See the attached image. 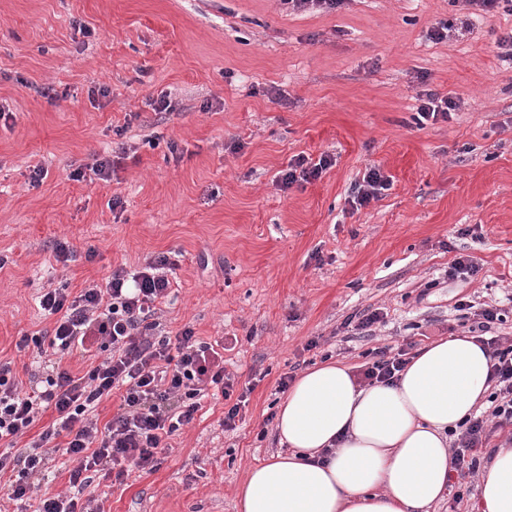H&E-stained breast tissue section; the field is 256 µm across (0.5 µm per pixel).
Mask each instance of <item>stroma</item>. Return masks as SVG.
<instances>
[{
  "label": "stroma",
  "instance_id": "35a3bbf8",
  "mask_svg": "<svg viewBox=\"0 0 512 512\" xmlns=\"http://www.w3.org/2000/svg\"><path fill=\"white\" fill-rule=\"evenodd\" d=\"M509 31L512 14L462 0H0V362L47 374L18 347L53 328L43 289L76 295L163 253L166 332L230 342L226 371L253 388L236 430L208 397L155 471L94 473L105 512H239L248 468L280 449L270 416L292 367L356 371L375 349L467 332L489 305L512 344V63L496 44ZM424 90L458 109L418 124ZM163 93L173 111L150 106ZM324 153L320 179L277 185ZM113 155L111 181L70 179ZM372 167L391 186L353 208ZM459 257L477 273L449 277ZM364 311L381 320L361 337Z\"/></svg>",
  "mask_w": 512,
  "mask_h": 512
}]
</instances>
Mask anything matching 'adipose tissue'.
<instances>
[{
  "label": "adipose tissue",
  "instance_id": "1",
  "mask_svg": "<svg viewBox=\"0 0 512 512\" xmlns=\"http://www.w3.org/2000/svg\"><path fill=\"white\" fill-rule=\"evenodd\" d=\"M490 352L463 333L419 348L396 383L361 387L348 366L307 370L276 413L284 451L253 466L242 512H429L453 472L450 431L490 389ZM479 512H512V443L481 468Z\"/></svg>",
  "mask_w": 512,
  "mask_h": 512
}]
</instances>
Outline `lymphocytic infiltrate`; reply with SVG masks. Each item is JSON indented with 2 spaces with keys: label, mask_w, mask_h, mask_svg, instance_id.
Returning a JSON list of instances; mask_svg holds the SVG:
<instances>
[{
  "label": "lymphocytic infiltrate",
  "mask_w": 512,
  "mask_h": 512,
  "mask_svg": "<svg viewBox=\"0 0 512 512\" xmlns=\"http://www.w3.org/2000/svg\"><path fill=\"white\" fill-rule=\"evenodd\" d=\"M170 270L169 257L160 254L135 273L113 269L105 283L78 295L64 288L41 295V309L55 319L53 329L48 338H24L20 344L46 345L56 356L50 374L26 388L13 378L9 364L0 363V477L9 478L8 500H24L35 489L52 454L48 442L53 437H63L58 449L76 460L69 483L82 490L91 483L90 473L107 465L119 482L131 466L156 470L170 449L169 438L193 421L209 392L231 402L225 429H235L242 420L248 395L235 393L223 352L198 340L192 328L171 337L162 327L158 306L171 293ZM499 319L498 308L488 306L470 327L491 350L493 390L488 407L466 420L451 444L461 483L477 475L491 435L512 425V345L501 346L489 333ZM74 353L95 359L87 375L62 366L61 356ZM116 390L122 393L119 412L98 424L94 412ZM48 410L55 415L50 430L24 452L14 453L17 440Z\"/></svg>",
  "instance_id": "lymphocytic-infiltrate-1"
}]
</instances>
